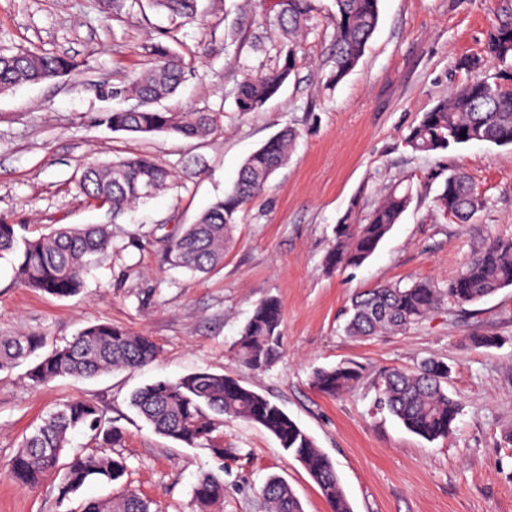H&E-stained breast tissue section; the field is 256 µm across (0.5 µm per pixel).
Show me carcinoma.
<instances>
[{"label": "carcinoma", "instance_id": "carcinoma-1", "mask_svg": "<svg viewBox=\"0 0 512 512\" xmlns=\"http://www.w3.org/2000/svg\"><path fill=\"white\" fill-rule=\"evenodd\" d=\"M158 10L192 21L198 0H147ZM317 0H280L276 16L283 36V63L256 74H245L235 92L237 111L248 115L275 96L294 71L299 38L315 18ZM380 0H334L331 16V54L327 82L337 84L350 74L365 53L379 22ZM147 66L127 84L107 87L114 97H132L139 108L104 112L99 122L114 131L131 134L170 133L185 139L203 140L217 128L212 112H172L161 102L173 96L185 79L182 57L159 42L145 46ZM512 66V21L506 20L488 35L484 55L466 58L462 67L477 71L488 64ZM79 65L52 52H0V92L22 84L39 83L68 76ZM298 137L286 128L271 136L242 164L233 189L185 224L174 236L161 240L165 260L193 273L208 274L224 267V252L233 238L237 213L267 188L272 175L288 162ZM485 142L512 145V90L497 81L474 78L450 90L424 113L407 136L417 152L437 153L455 145ZM172 179L169 170L152 156L138 154L118 161L93 162L76 178L80 192L89 200L123 210L152 198ZM412 200L410 189L391 188L376 205L346 216L335 226L334 243L325 256L328 270L361 267L378 249ZM485 205L470 178L460 170L446 177L433 199L434 209L462 223ZM21 224L0 223V258L17 256L16 275L24 287L59 298L73 296L84 286L83 275L103 260L112 231L106 224L61 226L48 234L28 237ZM512 286V239H497L470 259L462 272L441 287L428 280L401 285L382 284L356 295L343 331L367 338L382 332L404 331L422 322L448 301L457 305L478 303ZM282 308L275 298L259 302L237 342L240 361L253 370L272 364L282 350ZM43 337L20 333L0 336V371L35 355L27 378L44 385L63 377L91 378L114 370H135L153 363L159 355L155 341L109 322L84 326L73 340L38 356ZM450 369L443 361L427 358L410 370L383 369L374 380L375 404L403 426L427 440L445 439L455 428L459 404L448 391ZM366 370L355 362H340L312 374L313 387L328 396L353 392ZM132 406L155 431L188 447L202 446L224 468V446L217 435L224 419L238 418L264 427L279 447L305 468L328 502L331 512H352L330 458L276 404L240 380L209 372H197L176 381L159 380L137 390ZM105 417L93 402L70 400L58 405L26 435L18 451L6 463V474L14 482L36 487L45 479H58L61 500H68L91 481L114 484L122 480L127 465L112 456L122 432L102 428ZM78 429L93 432L94 447L61 456L68 435ZM200 512L224 500V481L206 473L193 489ZM268 512H303L302 505L286 481L271 477L260 489ZM80 512H152L151 502L126 488L118 495L86 499Z\"/></svg>", "mask_w": 512, "mask_h": 512}]
</instances>
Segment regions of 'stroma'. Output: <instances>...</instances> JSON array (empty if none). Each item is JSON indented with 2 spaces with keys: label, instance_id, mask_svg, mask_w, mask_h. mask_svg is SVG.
I'll list each match as a JSON object with an SVG mask.
<instances>
[{
  "label": "stroma",
  "instance_id": "1",
  "mask_svg": "<svg viewBox=\"0 0 512 512\" xmlns=\"http://www.w3.org/2000/svg\"><path fill=\"white\" fill-rule=\"evenodd\" d=\"M376 32L355 70L327 82L333 0H319L294 74L260 111L235 105L242 74L279 63V10L265 0H201L189 23L148 7L121 13L105 0H0V50L41 49L74 59L62 80L0 94V220L31 236L60 225L108 224L110 257L76 295L56 298L20 285L15 256L0 259V335L44 336L65 345L86 324L107 321L151 336L157 360L91 379L36 386L26 365L0 371V464L41 417L70 399L95 402L123 433L116 447L127 480L159 512H197L193 487L215 470L208 450L154 431L131 404L159 379L207 371L230 375L266 396L333 462L352 512H512V287L463 307L446 304L400 333L346 336V308L358 291L386 283H443L497 237H512V146L474 142L424 155L406 142L411 128L448 91L473 79L463 59L480 55L487 32L512 20V0H380ZM177 51L186 78L167 109L215 113L206 140L136 135L101 125L124 107L105 95L139 71L144 47ZM298 138L268 189L237 215L224 267L208 275L170 268L159 241L193 223L224 197L246 158L284 128ZM150 153L172 172L170 185L136 208L113 214L80 194L79 170L94 161ZM462 169L486 199L469 223L438 214L432 200L450 170ZM410 187L399 224L359 269L328 271L334 228L353 201L375 204L383 189ZM282 306V354L261 371L238 360L236 342L255 305ZM497 338L476 348L471 335ZM451 368L460 404L453 435L428 441L374 407L370 383L341 398L317 391L315 368L353 361L376 371L424 358ZM224 502L220 512H266L258 491L269 475L288 481L303 512H330L307 471L265 428L224 423ZM54 480L35 488L0 475V512H70Z\"/></svg>",
  "mask_w": 512,
  "mask_h": 512
}]
</instances>
